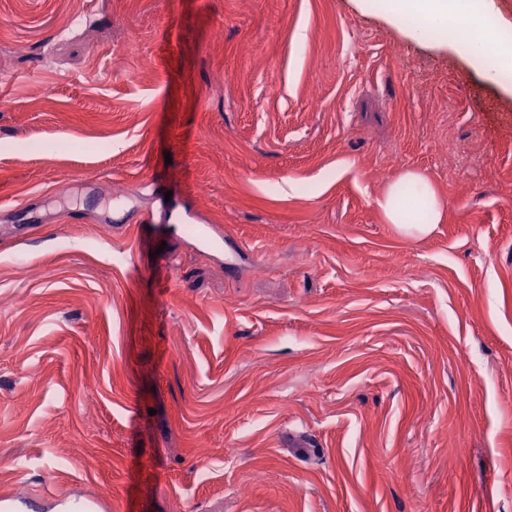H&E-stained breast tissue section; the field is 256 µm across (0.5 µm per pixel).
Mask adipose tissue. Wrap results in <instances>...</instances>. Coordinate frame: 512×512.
<instances>
[{"mask_svg":"<svg viewBox=\"0 0 512 512\" xmlns=\"http://www.w3.org/2000/svg\"><path fill=\"white\" fill-rule=\"evenodd\" d=\"M361 11L383 15L405 38L448 50L468 61L488 83L512 95V27L497 23L495 0H357ZM469 16L491 25L479 41L458 29V19ZM386 223L410 241L429 238L444 223L447 206L432 180L422 171L402 172L386 187L378 201Z\"/></svg>","mask_w":512,"mask_h":512,"instance_id":"obj_1","label":"adipose tissue"}]
</instances>
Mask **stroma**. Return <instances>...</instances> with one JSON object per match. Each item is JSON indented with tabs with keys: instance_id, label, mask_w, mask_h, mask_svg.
Instances as JSON below:
<instances>
[{
	"instance_id": "1",
	"label": "stroma",
	"mask_w": 512,
	"mask_h": 512,
	"mask_svg": "<svg viewBox=\"0 0 512 512\" xmlns=\"http://www.w3.org/2000/svg\"><path fill=\"white\" fill-rule=\"evenodd\" d=\"M410 168L448 207L422 242L378 207ZM167 191L178 219L138 236ZM17 487L32 512H512V97L356 0H0Z\"/></svg>"
}]
</instances>
